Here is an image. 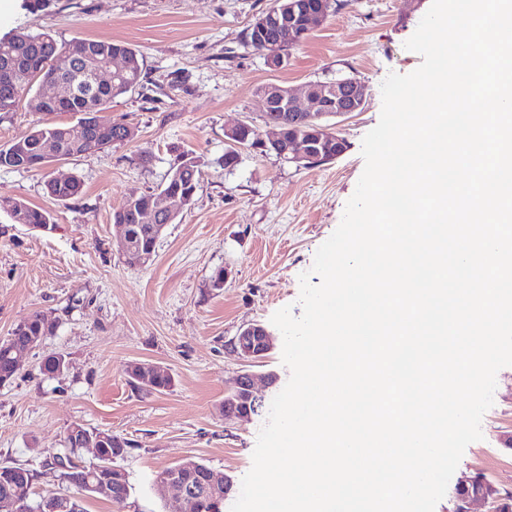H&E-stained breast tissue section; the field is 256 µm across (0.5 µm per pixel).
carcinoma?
I'll use <instances>...</instances> for the list:
<instances>
[{
  "mask_svg": "<svg viewBox=\"0 0 512 512\" xmlns=\"http://www.w3.org/2000/svg\"><path fill=\"white\" fill-rule=\"evenodd\" d=\"M273 41L274 33L259 34L251 29L246 35L244 46L263 53L266 44ZM56 45L57 41L47 32L33 34L18 31L6 39H0V55L9 48L17 50L16 57L0 61V102L11 99L13 103H19V100L13 98L18 85H24L28 90H34L40 95L49 88H56L59 93L48 96L44 102L42 111L46 114L71 112L83 116L87 112H92L96 120L104 123L106 119L103 113L109 109L112 101L135 90L140 84L143 58L137 49L127 44L83 39L79 47L92 57L100 60L120 56L130 63L126 73L114 80L111 88L99 92L87 104L82 99V92L77 84L73 83L72 59L59 55ZM263 120L279 126L286 135L300 125L294 113L288 110L267 112ZM66 129L67 126L61 124L33 128L8 148L0 149V168H42L38 143L44 136L54 137L59 141V151L66 159L98 152L114 143L124 141L126 137L125 126L112 125L110 134L106 137L97 138L92 132L83 141L71 142L65 138ZM199 175V165L195 157L184 153L172 167L162 192L191 200L199 184ZM45 187L51 197L63 202L74 200L83 192V184L76 177L62 183L49 180ZM15 204L20 211L19 223L28 224L36 229L49 223L45 211L31 207L21 199L15 200ZM141 210L140 200L128 198L115 210L113 221L116 224L129 225L131 238L136 247L153 255L156 253V238L150 227L142 222ZM51 333L52 328L45 325L41 312L34 311L16 325L10 336L0 339V385L10 382L16 373L12 361L13 348L32 336H49ZM86 432L97 440V447L101 448V454L104 456L113 454L116 448L129 447L128 440L110 430L88 428ZM95 478L94 462L75 463L70 465L68 471L55 472V480L65 485L66 490H49L37 496L33 489L34 478L30 470H25V474L22 475L17 466L0 467V500L13 499L33 508L43 502V512H85L83 499L89 494L86 486Z\"/></svg>",
  "mask_w": 512,
  "mask_h": 512,
  "instance_id": "carcinoma-1",
  "label": "carcinoma"
}]
</instances>
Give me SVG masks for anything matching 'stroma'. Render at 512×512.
<instances>
[{
  "instance_id": "stroma-1",
  "label": "stroma",
  "mask_w": 512,
  "mask_h": 512,
  "mask_svg": "<svg viewBox=\"0 0 512 512\" xmlns=\"http://www.w3.org/2000/svg\"><path fill=\"white\" fill-rule=\"evenodd\" d=\"M274 0H0V38L17 30L76 39L121 41L140 51L142 81L116 98L108 119L133 128L128 141L58 161L40 170L0 168V200L20 199L48 212L46 230L16 223L0 209V339L33 311L54 332L0 386V466H23L36 492L56 489L47 466L63 451L75 423L121 435L129 447L116 464L127 475L123 505L86 499L87 512H169L171 491L159 475L181 460L204 462L241 483L273 398L287 384L283 337L256 365L276 382L259 387L264 402L243 422L225 421L224 393L246 362L230 342L248 324L272 325L291 307L301 315L302 273L341 222L364 170L362 140L382 110L389 73L408 74L421 56L406 49L431 0H344L342 7L271 70L244 40ZM361 81L362 111L336 129L348 148L335 160L306 165L242 150L226 170L224 130L261 125L260 86L276 82L303 92L310 82ZM77 126L70 113L46 114L36 94L0 112V149L34 126ZM196 157L202 178L190 205L167 225L146 267L120 252L113 212L129 196L160 189L176 156ZM149 163H140V156ZM75 176L83 194L60 202L45 183ZM223 270L224 284L213 275ZM64 356L68 367L49 377L42 359ZM153 363L173 379L157 392L130 379L128 365ZM483 437L468 445L435 512H451L460 479L484 473L512 490V366L496 376Z\"/></svg>"
}]
</instances>
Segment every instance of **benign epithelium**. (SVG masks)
Listing matches in <instances>:
<instances>
[{"mask_svg": "<svg viewBox=\"0 0 512 512\" xmlns=\"http://www.w3.org/2000/svg\"><path fill=\"white\" fill-rule=\"evenodd\" d=\"M327 15L325 2L321 0L316 10H311L306 0H292L291 3L280 12L272 13L256 24V30L272 28L280 34V45H293L305 34V30L298 28L297 20L305 16L308 18V30L319 27ZM76 76L88 85L97 87H109L112 85V72L121 71L123 61L120 58L98 62L91 66L82 57L75 58ZM265 111L269 112L276 107H285L290 112L303 117L304 125L299 131L288 138L272 125L267 124L264 130L253 129L247 123H238L224 129V141L235 148L241 147L245 141L243 134H254L252 148L264 153L274 152L277 157L288 162H303L313 160L319 154V146L331 139L324 120L328 117L341 118L363 109L366 102V88L364 85L349 78H337L326 85L311 83L306 90L307 105H302L296 94L288 87H281L276 83L267 85L262 91ZM189 200L183 198L170 199L165 195H154L146 198V210L149 211V219H158L154 225L155 236H160L167 224L171 223L187 206ZM273 337L267 329L253 323L239 332L233 340V349L240 357L250 363L263 362L268 353L273 349ZM133 379L147 387L152 385L153 379L161 374V370L148 363H133L128 367ZM271 386L274 384V374L264 373L258 375L251 370H245L234 380L231 387L225 392L224 404H233L232 418L245 420L258 412L262 406V400L256 394L255 385L257 379ZM94 458L100 460L98 470L108 473L112 483H98L92 489L101 494H110L111 488H115L126 479L125 472L115 465L116 457L101 458L100 449H93ZM200 464L188 459L174 466V472L165 475L161 482L177 492L179 500L188 505L201 498V493L192 484L185 482L180 470H196ZM203 488L210 493H216L224 489L229 493L233 488L231 477H224V485H219L212 470H207V479L203 482ZM459 493L454 500L452 512H475L476 506L485 507V512H512V493L501 491L490 480L481 474L469 476L460 481Z\"/></svg>", "mask_w": 512, "mask_h": 512, "instance_id": "benign-epithelium-1", "label": "benign epithelium"}]
</instances>
